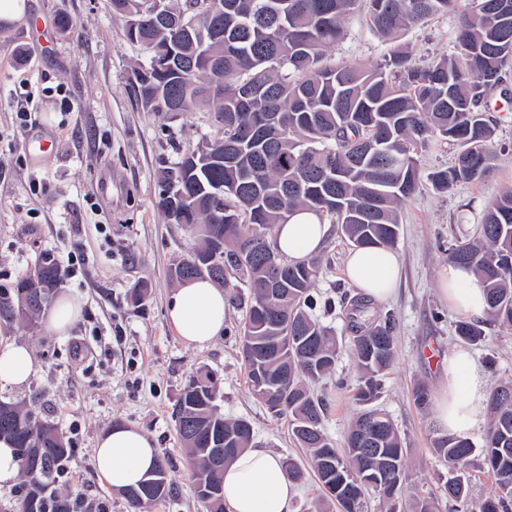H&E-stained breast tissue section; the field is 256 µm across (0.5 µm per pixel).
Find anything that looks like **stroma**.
I'll list each match as a JSON object with an SVG mask.
<instances>
[{
	"instance_id": "1",
	"label": "stroma",
	"mask_w": 512,
	"mask_h": 512,
	"mask_svg": "<svg viewBox=\"0 0 512 512\" xmlns=\"http://www.w3.org/2000/svg\"><path fill=\"white\" fill-rule=\"evenodd\" d=\"M26 2L25 22L0 25V287H9L41 253L50 252L59 263H72L74 273L63 290L82 303L83 315L64 336L50 335L41 323L32 329L0 327V341L29 346L38 364L23 385L0 383V401L34 410L70 441L74 453L69 477L58 485L61 493H72L78 484L106 512H128L125 499L100 480L94 465L98 436L124 423L152 436L169 461L174 495L149 512H205L172 416L193 372L211 374L221 412L247 419L256 445L286 459H308L291 441L287 421L271 417L250 390L234 334L243 319L241 305L230 304L225 335L203 347L185 345L168 322L176 288L168 271L191 254L196 237L158 208V174L210 137L214 127L202 109L169 119L137 104L131 86L149 54L127 43L126 20L113 13L110 0ZM60 12L75 30L55 27ZM457 26L458 15L451 12L406 31L401 41L418 59L448 55L455 50ZM386 49L359 16L328 54L373 66ZM21 107L30 114L23 136L16 128ZM491 114L503 151L490 173L450 193L422 182L403 203L395 247L401 280L396 295L376 306L398 321L396 359L376 405L407 442L408 499L436 490L451 476L433 450L435 409L418 407L413 389L422 384L436 392L449 352L462 346L455 332L460 317L440 295L447 248L476 237L487 202L512 187V100L494 93ZM46 129L55 134L52 155L31 164L26 138ZM349 250L341 232L331 229L314 285L320 300L315 314L339 341L332 377L315 385L327 402L325 432L338 445L358 412V374L341 305L343 296L357 293L345 274ZM141 283L148 294L135 306L129 293ZM469 351L480 364L495 356V371L485 374L488 385L512 381V329L486 326L484 341Z\"/></svg>"
}]
</instances>
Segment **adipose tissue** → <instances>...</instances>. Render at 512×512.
Segmentation results:
<instances>
[{
	"label": "adipose tissue",
	"instance_id": "ef3b65f1",
	"mask_svg": "<svg viewBox=\"0 0 512 512\" xmlns=\"http://www.w3.org/2000/svg\"><path fill=\"white\" fill-rule=\"evenodd\" d=\"M310 211L293 214L274 228V246L289 261L316 256L330 233ZM349 281L373 302L389 299L400 279L395 252L385 248H357L345 261ZM441 291L451 309L468 320L487 315L484 288L472 269L451 264L440 278ZM227 297L206 278L184 282L168 307V321L180 339L201 347L221 336ZM36 371L31 350L24 345L0 344V383L21 385ZM487 383L470 353L455 350L447 359L437 392L435 425L447 436H463L486 420ZM157 457L155 441L141 429L117 424L98 440L95 468L114 490L136 485ZM296 485L281 456L266 448H250L224 468V506L227 512H294Z\"/></svg>",
	"mask_w": 512,
	"mask_h": 512
}]
</instances>
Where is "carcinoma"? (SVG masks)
Returning <instances> with one entry per match:
<instances>
[{
    "label": "carcinoma",
    "instance_id": "1",
    "mask_svg": "<svg viewBox=\"0 0 512 512\" xmlns=\"http://www.w3.org/2000/svg\"><path fill=\"white\" fill-rule=\"evenodd\" d=\"M167 0L168 13H153L152 0H112V11L138 20L126 38L166 57L162 72L147 64L137 72V103L168 115L204 108L224 116L212 138L180 155L159 178L157 206L169 214L173 175L181 177L183 208L204 249L223 246L220 265L200 272L198 254L175 263L176 281L205 276L234 290L251 288L240 337L249 386L276 419H286L290 437L309 451L321 486H336L324 499L339 512H364L373 491L394 505L408 480V448L390 417L372 407L383 375L395 359L396 319L380 318L371 302L356 295L343 302L364 406L349 426L342 448L324 430V399L312 385L336 365V336L312 315L316 259L286 262L270 242L277 224L298 210L312 211L354 248L397 243L398 208L416 194L423 175L421 156L431 145L457 147L450 165L428 174L434 189L451 192L483 180L497 156L488 116L491 95L505 83L512 64V0H468L461 14L457 51L420 61L397 43L400 33L458 0ZM365 17L391 44L380 63L364 68L327 57L345 38L350 19ZM263 89L247 101L237 88ZM448 262L471 267L483 282L488 316L512 327V190L492 199L478 236L448 247ZM284 287L268 294L273 271ZM64 273L48 253L9 288H0V325H35L56 296ZM456 334L476 343L482 326L461 321ZM489 396L490 426L481 449L495 479L478 512L512 508V399ZM207 373L189 377L173 415L194 492L206 512H224V466L215 463V441L236 437L237 453L250 447L252 428L242 418L226 419ZM13 443L22 482L13 512H72L73 503L51 489L65 473L72 448L58 427L34 411L0 401V438ZM436 454L456 476L441 495L420 496L408 512H440L441 501L466 499L465 469L475 452L461 436L434 440ZM166 459L134 487L122 491L131 509L147 512L169 498Z\"/></svg>",
    "mask_w": 512,
    "mask_h": 512
}]
</instances>
